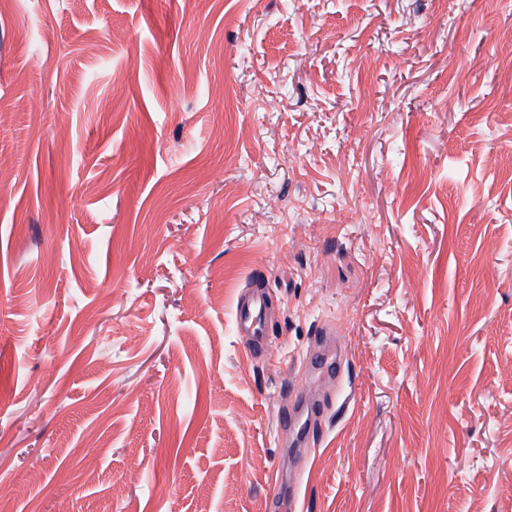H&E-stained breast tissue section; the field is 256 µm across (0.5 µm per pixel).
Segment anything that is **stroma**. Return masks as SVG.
<instances>
[{
  "instance_id": "stroma-1",
  "label": "stroma",
  "mask_w": 512,
  "mask_h": 512,
  "mask_svg": "<svg viewBox=\"0 0 512 512\" xmlns=\"http://www.w3.org/2000/svg\"><path fill=\"white\" fill-rule=\"evenodd\" d=\"M509 37L512 0H0V497L512 512ZM268 306L269 294L261 282L241 292L236 298L233 315L237 334L249 336L245 347L252 357L269 347ZM325 336H330V333L321 330L320 336L316 340L313 351L311 352L312 354L310 360H315V366H313V368H316L325 376H334L335 373L336 376H339L342 363L339 360L329 356L323 349Z\"/></svg>"
}]
</instances>
